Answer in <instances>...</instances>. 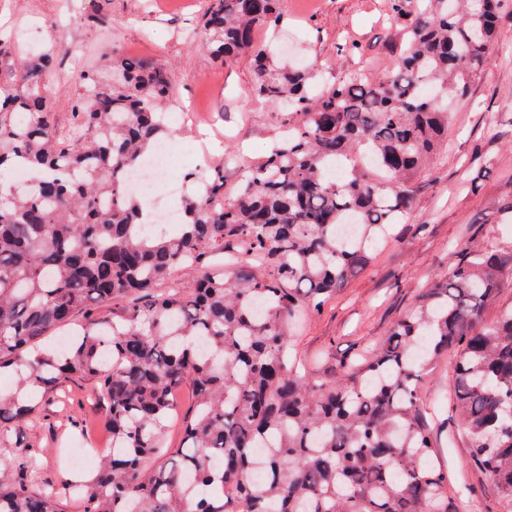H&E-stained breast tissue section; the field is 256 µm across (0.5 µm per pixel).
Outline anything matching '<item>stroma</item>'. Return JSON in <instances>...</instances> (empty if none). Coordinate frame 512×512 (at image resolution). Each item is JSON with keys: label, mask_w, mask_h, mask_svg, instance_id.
<instances>
[{"label": "stroma", "mask_w": 512, "mask_h": 512, "mask_svg": "<svg viewBox=\"0 0 512 512\" xmlns=\"http://www.w3.org/2000/svg\"><path fill=\"white\" fill-rule=\"evenodd\" d=\"M386 0H282L283 21L254 32L259 48H275L278 64L313 67L322 81L360 71L384 75L402 39L385 12ZM208 0H0V33L11 36L13 58L0 61V79L12 78L19 62L54 45L62 63L44 78L59 123L71 118V102L89 67L104 65L112 50L164 62L173 106L196 104L198 126L170 125L178 206L194 185L186 173L202 172L236 147L264 155L281 130V116L257 101L252 56L223 61L205 48L203 15ZM97 14L100 24L86 22ZM448 146L416 176L417 192L406 219L392 225L372 250L368 265L325 302L294 324L290 338L301 374L333 382L391 328L412 312L421 296L470 245L512 252V21L501 27L493 56L466 97L456 102ZM453 378L441 359L425 378L423 418L448 469V493L463 496L468 512H486L495 495L485 475L469 464L470 448L452 414ZM105 402L94 380L62 381L37 395L28 423L10 433L0 454L34 455L38 485H60L79 475L70 463L75 448L112 445L103 424Z\"/></svg>", "instance_id": "1"}]
</instances>
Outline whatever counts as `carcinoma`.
I'll return each mask as SVG.
<instances>
[{"mask_svg": "<svg viewBox=\"0 0 512 512\" xmlns=\"http://www.w3.org/2000/svg\"><path fill=\"white\" fill-rule=\"evenodd\" d=\"M505 2L388 0L403 30L389 72L322 85L255 50V29L283 20L278 0H209L208 49L256 51L253 93L283 109L291 133L261 158L227 149L224 163L188 173L196 191L170 235L148 231L153 214L126 183L169 134L165 64L112 52V81L85 71L67 127L42 85L57 51L0 83V170L31 175L27 192L0 180V370L13 369L24 392L0 393V440L25 423L30 393L94 378L112 456L69 483L83 512H462L431 463L419 393L453 351L452 409L470 464L493 484L489 512H512V306L483 320L512 280L511 253L465 248L332 384L299 374L288 355L298 312L320 311L411 210L414 178L448 133V99L467 94L512 19ZM229 166L238 178L227 191ZM218 254L232 272L205 269ZM181 269L198 271L194 286L173 278ZM120 299L123 314L55 354L35 351L88 303ZM183 385L196 395L185 446L166 448ZM37 468L31 455L0 457V512H60L59 492L35 487Z\"/></svg>", "mask_w": 512, "mask_h": 512, "instance_id": "carcinoma-1", "label": "carcinoma"}]
</instances>
